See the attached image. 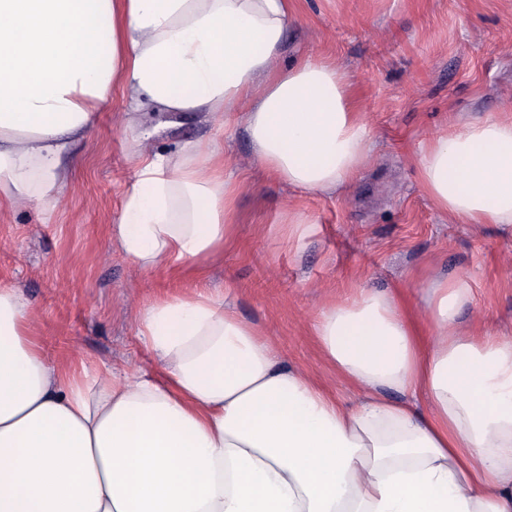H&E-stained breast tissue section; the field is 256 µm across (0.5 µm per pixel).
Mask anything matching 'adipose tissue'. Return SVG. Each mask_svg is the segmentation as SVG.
Returning <instances> with one entry per match:
<instances>
[{
    "label": "adipose tissue",
    "instance_id": "adipose-tissue-1",
    "mask_svg": "<svg viewBox=\"0 0 512 512\" xmlns=\"http://www.w3.org/2000/svg\"><path fill=\"white\" fill-rule=\"evenodd\" d=\"M291 19L290 0H0V197L61 206L72 140L116 88L127 130L145 112L214 130L174 156L136 149L110 235L140 269L223 252L231 122L279 181L345 192L372 130L337 63L279 65ZM415 164L440 211L512 224V103L427 138ZM421 293L417 311L369 288L319 310L345 404L206 291L140 310L152 371L90 373L53 365L0 286V512H512V336L460 329L465 280Z\"/></svg>",
    "mask_w": 512,
    "mask_h": 512
}]
</instances>
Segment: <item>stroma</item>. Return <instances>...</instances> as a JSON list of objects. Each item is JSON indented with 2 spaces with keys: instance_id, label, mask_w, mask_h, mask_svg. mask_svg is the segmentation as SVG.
I'll use <instances>...</instances> for the list:
<instances>
[{
  "instance_id": "1",
  "label": "stroma",
  "mask_w": 512,
  "mask_h": 512,
  "mask_svg": "<svg viewBox=\"0 0 512 512\" xmlns=\"http://www.w3.org/2000/svg\"><path fill=\"white\" fill-rule=\"evenodd\" d=\"M291 8L280 64L310 53L354 77L372 127L369 166L342 194L296 190L254 161L243 125L228 126L224 172L244 187L232 241L202 265L144 271L110 237L135 148L125 103L112 94L73 141L63 207L0 205V285L22 291L50 361L150 368L137 336L140 308L205 287L267 328L289 365L348 403L353 392L315 345L320 308L362 287L402 288L416 304L428 274L470 283L464 328L512 336V226L442 214L412 161L425 135L512 99V0H291ZM142 128L150 151L168 153L211 132L200 117L161 112L147 114ZM294 218L304 220L302 232H293Z\"/></svg>"
}]
</instances>
